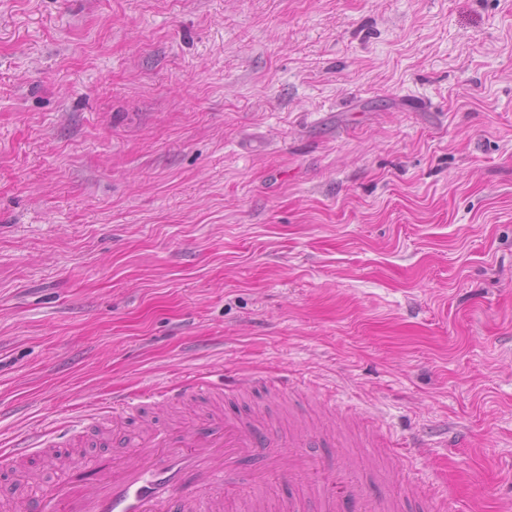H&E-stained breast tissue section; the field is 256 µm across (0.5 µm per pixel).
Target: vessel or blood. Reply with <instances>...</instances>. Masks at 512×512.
<instances>
[{
    "mask_svg": "<svg viewBox=\"0 0 512 512\" xmlns=\"http://www.w3.org/2000/svg\"><path fill=\"white\" fill-rule=\"evenodd\" d=\"M194 401L207 402V410L165 427L143 421L133 462L108 460L91 480L66 476L28 512H230L239 499L248 512H308L315 501L331 502L338 512H399L403 502L422 496L417 484L406 482L397 497L381 503L363 490L352 465L303 453L284 456L281 427L225 414L222 387L188 384L165 394L171 410H185ZM147 408L146 402L116 393L108 412L85 414L76 424L61 426L60 433L68 440L101 431ZM283 467L289 480L304 487L298 498L275 497L280 485L271 475ZM201 476L223 486V494L203 501L192 497L187 487Z\"/></svg>",
    "mask_w": 512,
    "mask_h": 512,
    "instance_id": "1",
    "label": "vessel or blood"
}]
</instances>
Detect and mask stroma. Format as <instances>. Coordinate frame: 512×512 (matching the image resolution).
Listing matches in <instances>:
<instances>
[{"label": "stroma", "instance_id": "35a3bbf8", "mask_svg": "<svg viewBox=\"0 0 512 512\" xmlns=\"http://www.w3.org/2000/svg\"><path fill=\"white\" fill-rule=\"evenodd\" d=\"M238 375L512 512V0H0V512L28 431Z\"/></svg>", "mask_w": 512, "mask_h": 512}]
</instances>
